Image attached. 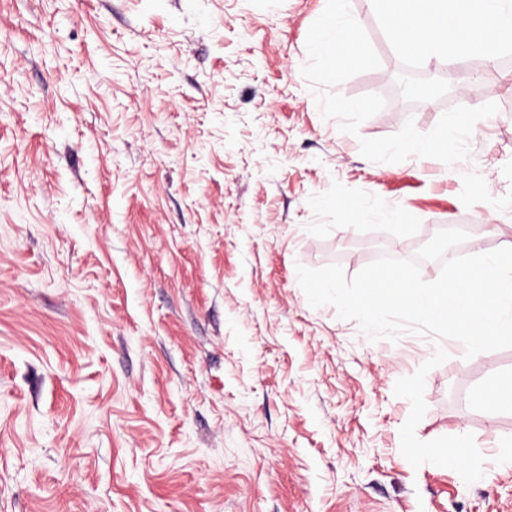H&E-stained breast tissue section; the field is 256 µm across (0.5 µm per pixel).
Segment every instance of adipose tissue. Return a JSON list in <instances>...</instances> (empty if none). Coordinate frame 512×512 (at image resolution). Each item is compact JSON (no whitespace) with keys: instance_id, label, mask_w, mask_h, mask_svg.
<instances>
[{"instance_id":"1","label":"adipose tissue","mask_w":512,"mask_h":512,"mask_svg":"<svg viewBox=\"0 0 512 512\" xmlns=\"http://www.w3.org/2000/svg\"><path fill=\"white\" fill-rule=\"evenodd\" d=\"M395 49L444 62L459 54L495 58L512 31V0H373Z\"/></svg>"}]
</instances>
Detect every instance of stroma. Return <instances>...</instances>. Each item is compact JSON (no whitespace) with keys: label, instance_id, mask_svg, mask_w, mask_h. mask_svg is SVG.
Here are the masks:
<instances>
[{"label":"stroma","instance_id":"1","mask_svg":"<svg viewBox=\"0 0 512 512\" xmlns=\"http://www.w3.org/2000/svg\"><path fill=\"white\" fill-rule=\"evenodd\" d=\"M325 6L0 0V512H512V410L477 400L512 348L370 340L296 272L512 241V49L400 97L350 0L380 66L335 90L385 100L352 135L301 73ZM488 102L453 166L360 154ZM461 438L466 465L426 454Z\"/></svg>","mask_w":512,"mask_h":512}]
</instances>
